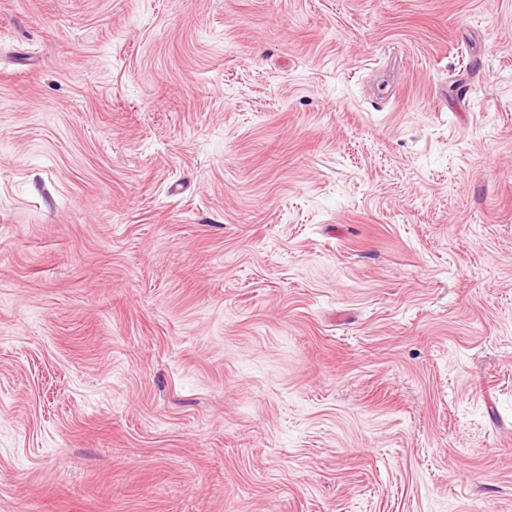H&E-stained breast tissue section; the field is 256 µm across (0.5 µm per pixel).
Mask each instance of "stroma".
Wrapping results in <instances>:
<instances>
[{"label": "stroma", "instance_id": "35a3bbf8", "mask_svg": "<svg viewBox=\"0 0 512 512\" xmlns=\"http://www.w3.org/2000/svg\"><path fill=\"white\" fill-rule=\"evenodd\" d=\"M0 512H512V0H0Z\"/></svg>", "mask_w": 512, "mask_h": 512}]
</instances>
